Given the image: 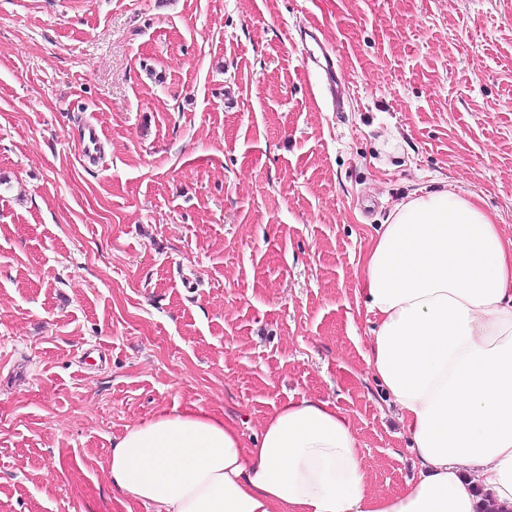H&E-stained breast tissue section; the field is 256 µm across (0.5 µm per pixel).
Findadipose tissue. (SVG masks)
<instances>
[{
  "instance_id": "obj_1",
  "label": "adipose tissue",
  "mask_w": 512,
  "mask_h": 512,
  "mask_svg": "<svg viewBox=\"0 0 512 512\" xmlns=\"http://www.w3.org/2000/svg\"><path fill=\"white\" fill-rule=\"evenodd\" d=\"M375 326L370 374L397 406L418 475L367 488L348 418L288 400L254 445L194 407L134 425L108 466L155 512H512V238L476 195L411 194L376 230L361 271Z\"/></svg>"
}]
</instances>
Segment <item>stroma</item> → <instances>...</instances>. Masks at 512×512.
<instances>
[{
  "instance_id": "obj_1",
  "label": "stroma",
  "mask_w": 512,
  "mask_h": 512,
  "mask_svg": "<svg viewBox=\"0 0 512 512\" xmlns=\"http://www.w3.org/2000/svg\"><path fill=\"white\" fill-rule=\"evenodd\" d=\"M445 184L512 237V0H0V512H151L109 474L129 427L196 405L251 444L304 396L403 489L359 266ZM306 37H309L319 46L320 55L316 56L314 53H306L303 55V61L306 64H312L321 73H324L326 81L320 85V91L323 95L330 98L332 103L336 105V109H338L345 87L336 76V56L333 51L319 43L318 36L313 31L307 29L304 32V38L306 39ZM99 143L100 138L97 127L91 123L85 124L81 128L80 134L81 151L83 158L91 164L98 161Z\"/></svg>"
}]
</instances>
